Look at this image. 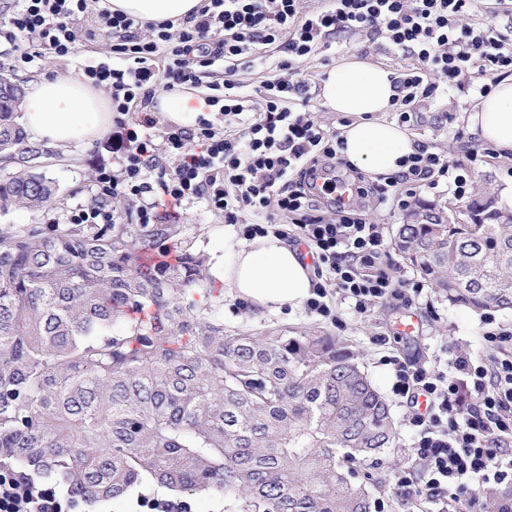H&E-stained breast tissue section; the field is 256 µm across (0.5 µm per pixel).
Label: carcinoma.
I'll use <instances>...</instances> for the list:
<instances>
[{
    "mask_svg": "<svg viewBox=\"0 0 512 512\" xmlns=\"http://www.w3.org/2000/svg\"><path fill=\"white\" fill-rule=\"evenodd\" d=\"M0 99V205L52 210L43 150ZM402 224L397 250L448 301L512 309V224ZM208 256L180 224L0 233V462L94 502L145 484L221 512H375L353 465L393 447L391 404L340 339L224 332Z\"/></svg>",
    "mask_w": 512,
    "mask_h": 512,
    "instance_id": "cac0c4a2",
    "label": "carcinoma"
}]
</instances>
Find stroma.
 Returning a JSON list of instances; mask_svg holds the SVG:
<instances>
[{
	"instance_id": "35a3bbf8",
	"label": "stroma",
	"mask_w": 512,
	"mask_h": 512,
	"mask_svg": "<svg viewBox=\"0 0 512 512\" xmlns=\"http://www.w3.org/2000/svg\"><path fill=\"white\" fill-rule=\"evenodd\" d=\"M12 56V42L1 36L0 70L8 72L13 80L30 92L35 90L41 79L49 76L51 67L80 72L89 62L109 58L105 44L87 40L83 41L77 55L58 59L49 57L18 70L10 66ZM350 61L375 63L394 73L416 64L414 58L391 54L383 49L380 41L363 34L342 38L335 49L319 53L305 63L304 75L312 91L310 111L319 122L336 130L340 129L346 115L325 105L321 87L331 68ZM485 81V76L475 72L465 77L461 87H452L421 100L417 106V118L409 126L415 142L459 159L470 148L485 151V142L469 122L480 98L478 88ZM119 138L120 130L114 126L101 139L88 144L45 148L37 170L56 185L53 211L48 213L16 205L0 208V231L66 223L71 210L92 201L95 168L111 161ZM472 181L473 199L491 201L494 208L500 209L504 215H512V154L486 153L483 162L476 167ZM365 213L370 220L382 225L385 241L391 246L389 261L399 275L407 279L417 278V271L392 247L398 226L409 220L407 213L395 209L390 203L379 206L372 202L367 203ZM180 222L184 226V238L194 249L208 253L212 265L223 263L225 224L222 218L207 211L203 205L193 204L186 207ZM214 292L224 298L225 330L284 328L292 336L322 330L346 339L364 370L387 396L392 393L393 374L390 367L382 364L383 356L395 353L430 363L445 349L479 356L483 353L482 335L489 327L512 329V311L492 309L476 312L450 303L428 285L411 305L379 304L363 315L354 314L339 296H332V304L342 319L338 325L313 316L303 308L293 312H261L250 305L235 309V296L220 281L215 282ZM410 314L419 321V333L412 338L399 335L397 331L399 322ZM393 411L397 422L395 446L388 449L381 464L369 466L368 471L383 481L376 495L384 503V512H418L417 508L405 504L394 493L398 473L414 466L415 461L411 455L412 435L406 425V408L397 402Z\"/></svg>"
}]
</instances>
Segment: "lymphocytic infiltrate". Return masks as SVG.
Wrapping results in <instances>:
<instances>
[{
  "mask_svg": "<svg viewBox=\"0 0 512 512\" xmlns=\"http://www.w3.org/2000/svg\"><path fill=\"white\" fill-rule=\"evenodd\" d=\"M482 0H322L302 11L300 0H202L181 22H142L91 0H18L4 23L15 60L26 65L79 50L82 24L94 18L112 62L86 66L93 87L108 91L112 121L121 128L115 167L95 169L97 198L75 209L74 224H152L160 209L179 214L199 203L244 239L267 234L305 245L321 277L305 307L336 320L330 292L365 314L377 304L421 294L423 286L388 271L380 225L358 208L332 206L331 178L346 166L338 131L309 111L310 85L301 65L338 36L366 34L391 53L415 58L393 79L392 109L410 122L418 98L459 85L471 70L512 72V0H495L488 21L472 17ZM279 50L277 73L253 95L238 94L241 72L265 49ZM224 78L211 80L216 68ZM210 78L205 104L223 124L199 118L194 128L161 126L157 91L190 89ZM478 153L458 160L416 145L403 169L359 188V198L411 211L420 192L447 183L457 199L469 190ZM137 205L118 212L112 198ZM483 357H451L445 367L386 356L392 392L408 404L417 470L400 474L397 494L428 512H484L479 493L497 490L496 512H512V330L486 332ZM64 494L0 465V512H68Z\"/></svg>",
  "mask_w": 512,
  "mask_h": 512,
  "instance_id": "lymphocytic-infiltrate-1",
  "label": "lymphocytic infiltrate"
}]
</instances>
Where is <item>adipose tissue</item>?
I'll list each match as a JSON object with an SVG mask.
<instances>
[{"mask_svg":"<svg viewBox=\"0 0 512 512\" xmlns=\"http://www.w3.org/2000/svg\"><path fill=\"white\" fill-rule=\"evenodd\" d=\"M200 0H109V7L151 22L190 15ZM394 95L390 71L365 62L331 69L321 96L332 111L353 116L342 133L343 156L375 176L400 171V161L414 151L411 135L382 120ZM480 138L500 154L512 153V78L497 83L469 117ZM23 122L37 139L51 145L88 143L112 124L106 99L71 71L43 79L23 105ZM224 285L258 309H297L312 295V273L297 249L275 235L241 240L224 236Z\"/></svg>","mask_w":512,"mask_h":512,"instance_id":"adipose-tissue-1","label":"adipose tissue"}]
</instances>
